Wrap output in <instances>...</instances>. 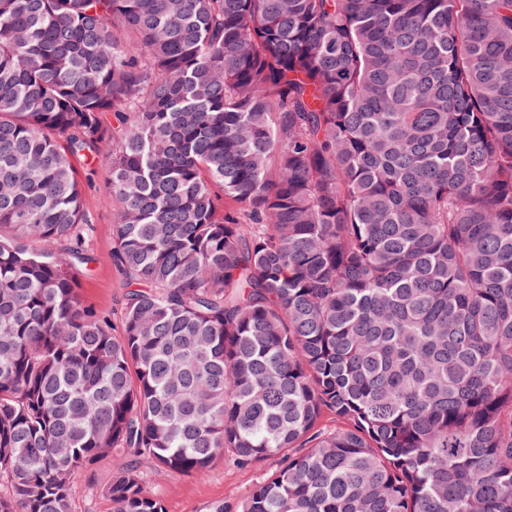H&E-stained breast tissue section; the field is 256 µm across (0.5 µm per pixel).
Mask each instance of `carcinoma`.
Returning <instances> with one entry per match:
<instances>
[{"instance_id":"obj_1","label":"carcinoma","mask_w":512,"mask_h":512,"mask_svg":"<svg viewBox=\"0 0 512 512\" xmlns=\"http://www.w3.org/2000/svg\"><path fill=\"white\" fill-rule=\"evenodd\" d=\"M226 453L242 512H512V0H0V512ZM76 166L80 179L86 183L85 208L91 219L86 246L95 258L89 275L81 281L80 292L87 305L107 317L112 334L118 336L128 288L112 263V225L118 204L112 199L110 162L101 154L88 165ZM112 479V459H100L89 469H80L72 477L76 512H112L106 487Z\"/></svg>"}]
</instances>
